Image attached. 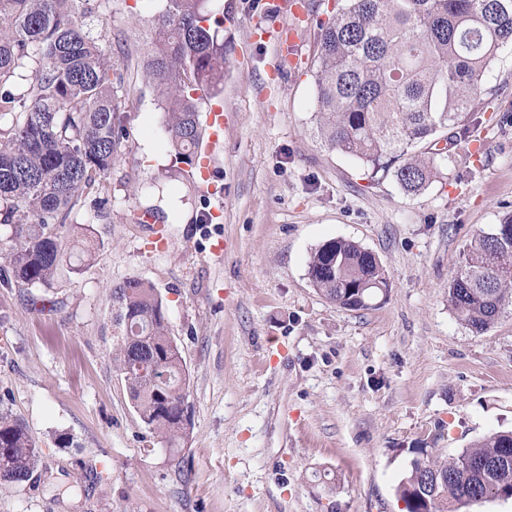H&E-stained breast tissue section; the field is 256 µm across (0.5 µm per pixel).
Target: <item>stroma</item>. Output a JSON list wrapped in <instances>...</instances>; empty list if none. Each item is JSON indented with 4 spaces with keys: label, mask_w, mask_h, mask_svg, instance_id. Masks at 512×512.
Listing matches in <instances>:
<instances>
[{
    "label": "stroma",
    "mask_w": 512,
    "mask_h": 512,
    "mask_svg": "<svg viewBox=\"0 0 512 512\" xmlns=\"http://www.w3.org/2000/svg\"><path fill=\"white\" fill-rule=\"evenodd\" d=\"M93 34L122 69L124 137L97 196L78 204L94 259L69 247L47 295L0 284V406L41 464L0 486V512H403L395 488L412 448L458 454L512 429V310L475 335L448 305L472 236L512 213V47L487 71L462 132L418 195L370 182L312 135L315 36L336 0H306L304 59L281 70L256 40L265 0H212L232 48L223 142L203 170L214 193L150 185L171 163L165 118L141 59L163 0H91ZM157 208L167 221L140 223ZM343 238L371 251L389 290L337 307L307 276L312 252ZM149 279L186 363L189 439L166 449L141 424L112 368L113 284Z\"/></svg>",
    "instance_id": "stroma-1"
}]
</instances>
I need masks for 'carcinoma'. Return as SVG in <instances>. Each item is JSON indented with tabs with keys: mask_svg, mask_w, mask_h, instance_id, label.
I'll list each match as a JSON object with an SVG mask.
<instances>
[{
	"mask_svg": "<svg viewBox=\"0 0 512 512\" xmlns=\"http://www.w3.org/2000/svg\"><path fill=\"white\" fill-rule=\"evenodd\" d=\"M211 0H164L143 63L161 103L175 161L193 175L205 100L224 87V15ZM90 0H0V243L3 283L52 286L67 248L69 214L112 169L123 138L118 92L124 74L96 41ZM512 44V0H345L320 25L314 136L357 160L371 178L392 177L408 194L435 177L417 154L445 130L465 126L471 100L499 49ZM310 283L347 310L370 306L387 277L375 256L347 239L312 253ZM117 340L112 368L145 429L175 449L188 373L163 299L142 278L112 286ZM512 304V214L474 234L448 281V306L474 333ZM156 362V383L139 366ZM416 458L395 489L405 512H461L512 495V430L448 457ZM38 451L26 427L0 409V485L29 480Z\"/></svg>",
	"mask_w": 512,
	"mask_h": 512,
	"instance_id": "1",
	"label": "carcinoma"
}]
</instances>
